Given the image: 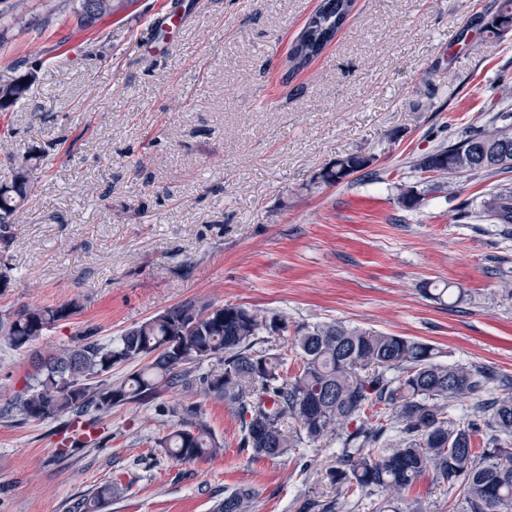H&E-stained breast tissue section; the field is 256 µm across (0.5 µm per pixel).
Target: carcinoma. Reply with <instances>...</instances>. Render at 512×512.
<instances>
[{"mask_svg": "<svg viewBox=\"0 0 512 512\" xmlns=\"http://www.w3.org/2000/svg\"><path fill=\"white\" fill-rule=\"evenodd\" d=\"M81 25L115 13L122 0H76ZM354 0H323L311 16L288 59L307 66L332 41ZM500 37L512 29V0H502L485 24ZM32 80L21 73L0 82V112L22 101ZM371 156L351 155L319 174L339 184L369 167ZM42 157L31 156L16 168L10 184L0 185V240L24 204ZM415 168L430 178L459 173L512 171V123L486 126L464 138L442 143L423 154ZM407 208L421 202L413 186H399ZM492 224H512V187L503 185L481 201ZM80 306H22L0 316V343L30 352L44 332L79 313ZM275 338L288 332L280 314L262 316L242 305L216 306L190 299L166 308L119 337L103 342L85 332L72 344L43 357L34 355L35 373L8 403L21 420L66 419L70 426L132 402L156 400L178 386L197 385L206 397L235 408L240 418L239 447L253 459L278 458L300 444H314L333 432L341 440L336 466L329 471L332 497L310 500L304 512H339L362 496L372 512H404L411 489L431 474L448 483L462 503L461 512H512V380L482 367L438 362L437 348L426 341L368 331L339 321L302 324L291 351L256 347L255 336ZM216 359L222 367L194 375L192 362ZM140 361L142 366L112 381V368ZM499 387L504 393L477 401L465 421L454 419L450 403ZM177 423L157 439L165 455L180 463L214 458L223 445L191 406L172 410ZM489 431L479 446L476 437ZM123 489L107 481L76 504L77 512H101ZM252 488L224 491L214 512H252Z\"/></svg>", "mask_w": 512, "mask_h": 512, "instance_id": "carcinoma-1", "label": "carcinoma"}]
</instances>
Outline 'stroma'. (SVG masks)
<instances>
[{"label": "stroma", "instance_id": "35a3bbf8", "mask_svg": "<svg viewBox=\"0 0 512 512\" xmlns=\"http://www.w3.org/2000/svg\"><path fill=\"white\" fill-rule=\"evenodd\" d=\"M179 4L190 20L150 39ZM319 0H132L88 27L75 0H0V81L35 79L0 112V184L44 154L0 251V312L78 302L34 345L80 332L110 340L200 298L432 343L444 362L512 378V224L481 201L512 172L462 173L409 209L414 160L512 113V32L488 37L498 0H355L323 53L293 69L292 43ZM79 39L80 52L67 44ZM374 163L338 185L321 172L349 155ZM30 355L0 346V406ZM197 405L224 453L180 464L155 441ZM61 419L0 418V512H73L102 482L105 512H212L254 487L253 512H299L332 494L340 443L327 436L275 459L239 448L231 406L196 388L114 409L98 438L59 455Z\"/></svg>", "mask_w": 512, "mask_h": 512}]
</instances>
